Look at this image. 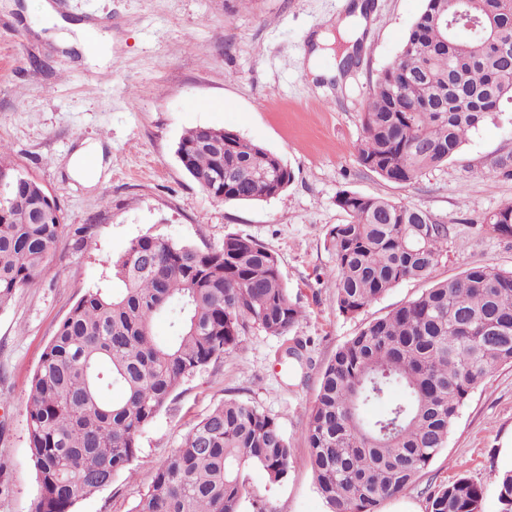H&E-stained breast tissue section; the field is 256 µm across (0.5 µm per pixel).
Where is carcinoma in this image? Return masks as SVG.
<instances>
[{
	"instance_id": "carcinoma-1",
	"label": "carcinoma",
	"mask_w": 512,
	"mask_h": 512,
	"mask_svg": "<svg viewBox=\"0 0 512 512\" xmlns=\"http://www.w3.org/2000/svg\"><path fill=\"white\" fill-rule=\"evenodd\" d=\"M493 35L512 36L502 0H425L370 91L361 165L411 184L454 159L512 100V55L493 49ZM5 153L0 144V309L50 270L66 228L43 186L4 165ZM176 153L202 190L228 202L278 197L294 177L276 154L229 129L192 128ZM336 205L348 216L327 237L340 313H361L441 262L450 227L428 211L350 191ZM485 224L512 236V203ZM109 265L112 288L89 291L71 308L30 382L33 512H75L139 457L142 431L185 380L236 350L252 326L283 337L303 317L277 256L247 236L202 249L144 235ZM161 317L169 323L163 339L153 333ZM504 365H512V271L489 266L434 283L341 345L321 372L305 428L328 512H378L406 493L445 447L471 392ZM377 405L384 410L371 413ZM291 457L273 418L228 399L192 426L132 512H241L243 469L259 467L277 484ZM497 490L500 512H512V471ZM483 496L462 472L433 493L429 512H481Z\"/></svg>"
}]
</instances>
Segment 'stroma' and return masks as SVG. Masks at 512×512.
<instances>
[{"label":"stroma","mask_w":512,"mask_h":512,"mask_svg":"<svg viewBox=\"0 0 512 512\" xmlns=\"http://www.w3.org/2000/svg\"><path fill=\"white\" fill-rule=\"evenodd\" d=\"M356 0H67L64 18L94 21L112 38V61L93 71L84 52L57 46L39 0H0V142L7 162L40 182L71 224L38 286L0 310V512H31L38 495L27 444V391L58 324L90 289L109 287L106 261L131 240L159 236L201 248L227 234L263 243L279 259L305 316L288 338L252 327L238 349L187 379L140 436L132 472L80 499L75 512H131L154 470L192 425L236 399L275 418L293 450L287 477L243 471L242 512H327L307 463L306 410L320 372L370 321L415 298L427 281H405L362 313L336 305L335 259L327 234L346 214L340 192L383 196L424 209L452 228L432 279L485 265L512 270V236L482 220L512 202V101L473 131L462 151L414 183L364 168L361 116L378 76L398 54L425 0H363L368 25L355 63L330 80L312 78L311 41L337 33ZM196 126L236 131L278 155L294 172L288 188L260 203L210 197L184 171L176 144ZM98 143L108 168L86 187L66 172L79 144ZM88 229V242L74 235ZM431 279V280H432ZM306 342L303 362L283 359L286 340ZM512 444V366L470 395L447 444L403 495L427 512L439 486L465 473L482 485V512H500L501 450Z\"/></svg>","instance_id":"obj_1"}]
</instances>
